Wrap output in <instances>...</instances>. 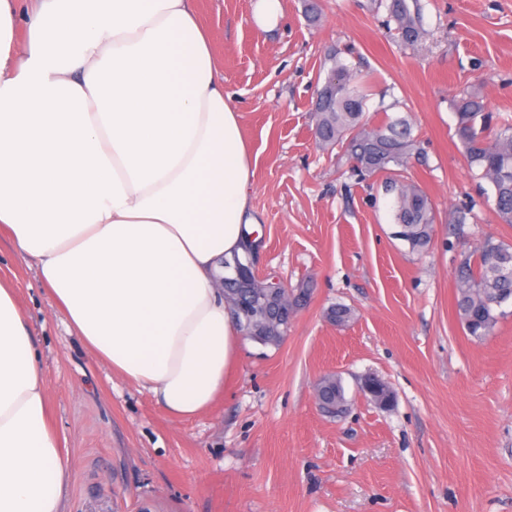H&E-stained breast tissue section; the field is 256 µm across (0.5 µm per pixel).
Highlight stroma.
Listing matches in <instances>:
<instances>
[{"label": "stroma", "instance_id": "35a3bbf8", "mask_svg": "<svg viewBox=\"0 0 512 512\" xmlns=\"http://www.w3.org/2000/svg\"><path fill=\"white\" fill-rule=\"evenodd\" d=\"M255 0H195L213 36L224 91L252 155L250 198L262 240L259 272L308 286L276 347L241 339L224 395L171 419L113 375L50 306L36 260L0 233V280L40 336L51 417L73 478L64 512H512V306L492 335L467 336L454 307L461 247L453 207L477 196L455 135L454 102L481 92L512 115V0H421L426 36L408 48L377 0H281L270 31ZM340 50L370 84L367 113L411 116L426 163L407 173L436 221L420 254L393 236V198L346 175L318 147L316 91ZM353 320L331 324L332 305ZM338 375L349 402L320 412L316 386ZM368 376L393 393L365 397Z\"/></svg>", "mask_w": 512, "mask_h": 512}]
</instances>
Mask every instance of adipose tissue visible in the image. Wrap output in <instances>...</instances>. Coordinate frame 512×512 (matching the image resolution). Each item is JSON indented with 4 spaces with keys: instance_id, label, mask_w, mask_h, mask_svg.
I'll use <instances>...</instances> for the list:
<instances>
[{
    "instance_id": "obj_1",
    "label": "adipose tissue",
    "mask_w": 512,
    "mask_h": 512,
    "mask_svg": "<svg viewBox=\"0 0 512 512\" xmlns=\"http://www.w3.org/2000/svg\"><path fill=\"white\" fill-rule=\"evenodd\" d=\"M251 156L193 0H0V230L98 359L172 418L222 397L224 261ZM39 338L0 283V512H63L72 473Z\"/></svg>"
}]
</instances>
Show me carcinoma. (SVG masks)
Returning a JSON list of instances; mask_svg holds the SVG:
<instances>
[{"mask_svg":"<svg viewBox=\"0 0 512 512\" xmlns=\"http://www.w3.org/2000/svg\"><path fill=\"white\" fill-rule=\"evenodd\" d=\"M387 22L406 46H418L423 37L420 0H388ZM333 68L317 90L316 136L323 148L338 147L352 162V172L364 181L381 179L384 193L394 197L395 237L419 252L432 238L435 214L428 195L403 175L411 158H424L421 143L413 135L409 117L385 116L373 123L365 117L369 100L365 84L350 72L339 54L332 56ZM457 136L469 168L480 171L489 188L484 200H492L502 224L512 226V118L486 112L483 97L467 90L455 100ZM474 204L454 209L448 217V234L461 240L473 216ZM455 304L458 319L469 336L481 340L491 335L505 315L503 304L512 301V243L494 236L477 240L463 251L454 269ZM255 294L252 288L224 286V298L237 308ZM317 392L320 410L331 418L348 412L340 378L324 377Z\"/></svg>","mask_w":512,"mask_h":512,"instance_id":"obj_1","label":"carcinoma"}]
</instances>
